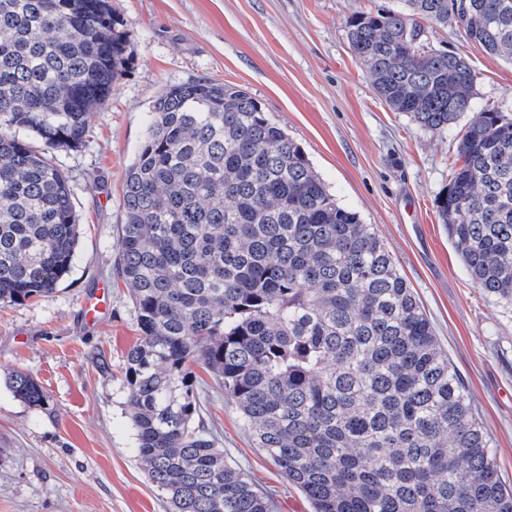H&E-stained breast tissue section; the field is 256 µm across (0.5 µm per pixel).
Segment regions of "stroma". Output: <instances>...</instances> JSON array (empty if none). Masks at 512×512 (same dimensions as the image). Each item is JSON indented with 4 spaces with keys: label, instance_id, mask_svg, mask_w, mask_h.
Returning <instances> with one entry per match:
<instances>
[{
    "label": "stroma",
    "instance_id": "35a3bbf8",
    "mask_svg": "<svg viewBox=\"0 0 512 512\" xmlns=\"http://www.w3.org/2000/svg\"><path fill=\"white\" fill-rule=\"evenodd\" d=\"M397 0H112L128 36L125 76L93 118L85 146L53 155L67 172L80 237L71 273L49 297L0 303V512H165L135 454L122 366L139 333L116 270L123 177L146 137L152 102L199 78L240 87L303 148L338 203L374 225L414 289L512 484V306L469 276L441 223L437 194L457 159L453 133L391 111L351 52L347 21ZM422 40L475 75V106L512 118V63L456 26ZM104 312L82 314L85 299ZM49 404L16 398L12 373ZM202 416L225 459L270 496L274 512H311L255 448L236 407L201 374Z\"/></svg>",
    "mask_w": 512,
    "mask_h": 512
}]
</instances>
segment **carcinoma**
Returning a JSON list of instances; mask_svg holds the SVG:
<instances>
[{
  "mask_svg": "<svg viewBox=\"0 0 512 512\" xmlns=\"http://www.w3.org/2000/svg\"><path fill=\"white\" fill-rule=\"evenodd\" d=\"M401 2L351 16L349 46L422 128L472 113L436 207L474 283L512 304V120L475 108L468 62L424 45L417 23L453 22L512 60V0ZM126 43L111 0H0V303L53 294L78 241L66 172L19 132L83 146ZM122 192L120 277L141 332L126 403L168 512H271L205 428L196 366L313 512H512L470 394L380 235L256 99L206 79L167 88ZM10 387L48 404L28 374Z\"/></svg>",
  "mask_w": 512,
  "mask_h": 512,
  "instance_id": "1",
  "label": "carcinoma"
}]
</instances>
